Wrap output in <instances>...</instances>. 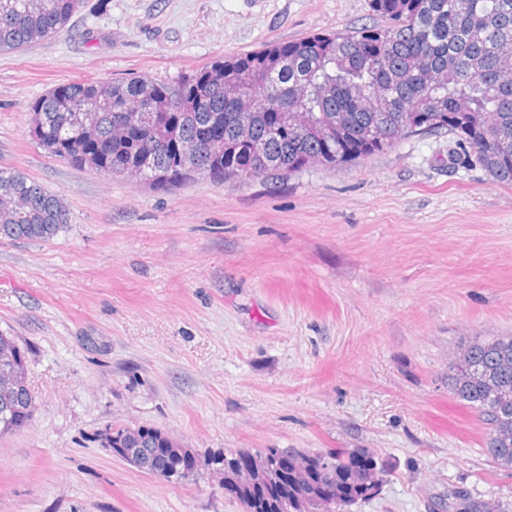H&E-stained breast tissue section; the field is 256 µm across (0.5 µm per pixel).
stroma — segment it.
<instances>
[{
    "mask_svg": "<svg viewBox=\"0 0 512 512\" xmlns=\"http://www.w3.org/2000/svg\"><path fill=\"white\" fill-rule=\"evenodd\" d=\"M368 0H85L67 32L0 53V167L62 198L47 241L0 239V332L34 413L0 436V512H244L217 457L366 448L387 471L350 512L512 504L448 365L512 335V187L447 133L336 169L153 190L45 153L33 103L74 78L172 82L313 33ZM154 426L200 460L158 477L104 446ZM467 492L464 491H456L454 493V498H460L461 501L457 502V506L454 507L456 512H506L510 511L504 507V505H500V503L493 502L488 503L487 501L479 498H474L470 494L469 496L462 498Z\"/></svg>",
    "mask_w": 512,
    "mask_h": 512,
    "instance_id": "1",
    "label": "stroma"
}]
</instances>
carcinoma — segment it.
<instances>
[{
    "mask_svg": "<svg viewBox=\"0 0 512 512\" xmlns=\"http://www.w3.org/2000/svg\"><path fill=\"white\" fill-rule=\"evenodd\" d=\"M388 25L315 33L217 62L174 83L148 77L57 84L31 107V135L50 155L172 189L196 177L215 182L284 178L335 169L393 147L404 136L445 130L456 156L512 186V0H369ZM84 0H0V52L68 30ZM288 102L299 127L274 123ZM67 223L62 200L0 169V239L46 241ZM18 384L0 389V434L29 422L32 401L22 353ZM452 393L486 430L492 462L512 469V336L469 341L448 366ZM109 448H141L142 470L174 465L187 452L157 427L111 428ZM307 493L336 487V510L371 496L383 468L367 448L332 451ZM296 487L272 494L263 512H286ZM455 512H506L454 493Z\"/></svg>",
    "mask_w": 512,
    "mask_h": 512,
    "instance_id": "cac0c4a2",
    "label": "carcinoma"
}]
</instances>
